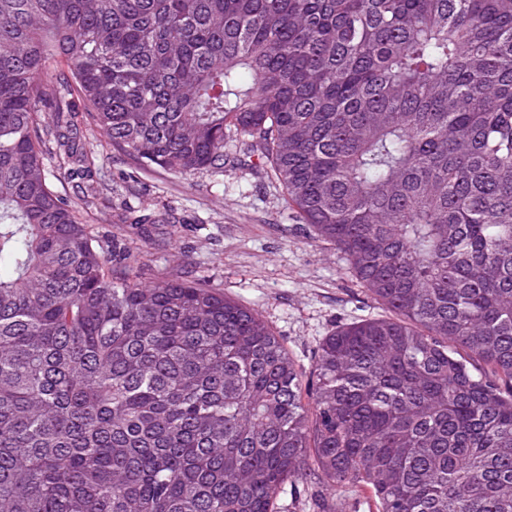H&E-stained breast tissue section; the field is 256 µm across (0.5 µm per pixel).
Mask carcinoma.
Here are the masks:
<instances>
[{"label": "carcinoma", "instance_id": "cac0c4a2", "mask_svg": "<svg viewBox=\"0 0 512 512\" xmlns=\"http://www.w3.org/2000/svg\"><path fill=\"white\" fill-rule=\"evenodd\" d=\"M64 69L41 75L55 59ZM241 139L390 312L300 366L206 281L148 284L49 180ZM512 512V0H0V512ZM329 487L315 483V480H299L288 485L287 493L282 496L281 503L288 512H319L316 503L325 499L332 501Z\"/></svg>", "mask_w": 512, "mask_h": 512}]
</instances>
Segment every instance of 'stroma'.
Masks as SVG:
<instances>
[{
    "label": "stroma",
    "instance_id": "1",
    "mask_svg": "<svg viewBox=\"0 0 512 512\" xmlns=\"http://www.w3.org/2000/svg\"><path fill=\"white\" fill-rule=\"evenodd\" d=\"M81 138L98 170L94 199H85L52 159L54 187L93 235L118 240L138 257L143 281L167 275L214 282L256 310L306 366L337 326L382 315L342 254L297 222L267 174L231 161L221 177H185L138 167L96 126H82ZM139 215L152 218L150 235L132 224Z\"/></svg>",
    "mask_w": 512,
    "mask_h": 512
}]
</instances>
